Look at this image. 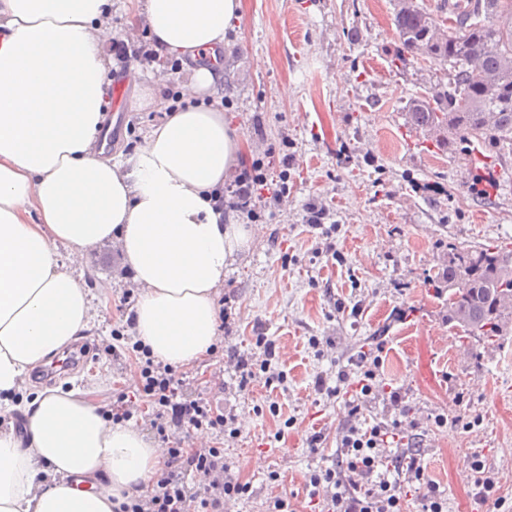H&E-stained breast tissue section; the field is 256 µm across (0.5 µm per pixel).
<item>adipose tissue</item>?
<instances>
[{"label":"adipose tissue","instance_id":"ef3b65f1","mask_svg":"<svg viewBox=\"0 0 512 512\" xmlns=\"http://www.w3.org/2000/svg\"><path fill=\"white\" fill-rule=\"evenodd\" d=\"M242 0H134L159 56L223 46ZM109 0H0V409L28 374L94 320L75 265L113 240L141 290L135 330L155 359L203 360L218 341L224 269L250 234L214 203L247 143L220 107L196 104L224 65L193 70L190 103L165 113L127 163L99 139L112 61ZM24 436L0 430V512H113L161 462L132 423H110L88 388L20 405Z\"/></svg>","mask_w":512,"mask_h":512}]
</instances>
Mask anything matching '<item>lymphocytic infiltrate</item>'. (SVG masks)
Returning <instances> with one entry per match:
<instances>
[{
	"label": "lymphocytic infiltrate",
	"mask_w": 512,
	"mask_h": 512,
	"mask_svg": "<svg viewBox=\"0 0 512 512\" xmlns=\"http://www.w3.org/2000/svg\"><path fill=\"white\" fill-rule=\"evenodd\" d=\"M266 182L260 165L241 169L225 188V199L216 200V210L246 212L248 219L258 221L261 201L259 188ZM262 349L261 361L233 357L231 369L239 389L263 378L265 386L284 384L285 371L272 365L274 346L267 337L255 339ZM383 343L360 351L349 366L336 373L335 385L318 379L316 387L327 396H343L352 419L342 426L336 437L337 468L316 470L309 476L312 487H325V512H403V483L371 476L380 462V449L411 427L410 411L400 392H391L390 405L394 416L389 422L362 427L356 417L366 397L375 388L382 363ZM131 351L138 362L139 380L135 396L118 395L112 404V419L127 422L148 416L150 425L164 445L160 468L150 477L141 494L121 504L118 512H224L226 504L248 494V484L234 480L224 462V437L237 435L233 415L203 397L185 396V380L172 366L156 361L148 348L133 343ZM211 434L213 441L195 445L197 433ZM204 476L203 487L188 483L190 475Z\"/></svg>",
	"instance_id": "f902f5d3"
}]
</instances>
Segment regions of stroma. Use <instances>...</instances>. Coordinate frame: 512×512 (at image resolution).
Segmentation results:
<instances>
[{"label": "stroma", "instance_id": "35a3bbf8", "mask_svg": "<svg viewBox=\"0 0 512 512\" xmlns=\"http://www.w3.org/2000/svg\"><path fill=\"white\" fill-rule=\"evenodd\" d=\"M393 11L394 0H243L224 39V78L213 95L224 101L225 121L244 134L249 162L264 160L269 148L292 157L272 173L287 202L266 199L224 279L240 318L217 351L186 370L187 396L223 403L236 418L239 433L225 438L224 461L251 491L233 512H266L273 492L295 512H319L324 497L310 495L306 477L335 466L349 409L315 382L335 385L338 369L380 340L379 387L359 418L388 420L396 389L417 422L406 441L421 456L425 480L413 484L404 512H421L432 486L447 512H512V335L474 343L458 361L448 309L429 285L449 244L512 251V155L499 161L476 152L466 167L460 148L436 145L408 123L410 101L433 91L439 74L417 58L398 61ZM128 12L129 0H112L115 40L143 53L111 148L127 156L189 75L176 58H158L147 27L130 26ZM313 201L329 209L332 236L306 225ZM81 267L98 310L85 339L111 342L126 324L117 297L128 280L124 258L103 242ZM256 336L273 341L284 387L258 380L242 391L228 374L216 388L212 376L224 358L254 352ZM313 337L324 352L310 345ZM133 366L101 354L55 385L82 381L108 406ZM272 401L279 413L270 412ZM316 430L326 441L314 453L306 438ZM474 458L495 478L497 499L477 498ZM274 470L280 482L270 481Z\"/></svg>", "mask_w": 512, "mask_h": 512}]
</instances>
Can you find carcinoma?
I'll return each mask as SVG.
<instances>
[{"label":"carcinoma","instance_id":"1","mask_svg":"<svg viewBox=\"0 0 512 512\" xmlns=\"http://www.w3.org/2000/svg\"><path fill=\"white\" fill-rule=\"evenodd\" d=\"M393 23L406 52L451 67L449 89L417 97L410 122L439 142L483 147L498 159L512 154V0H468L451 19L424 3L395 5ZM444 270L432 287L448 294V321L460 339L490 341L504 335L512 313L500 300L512 296V253L448 245Z\"/></svg>","mask_w":512,"mask_h":512}]
</instances>
